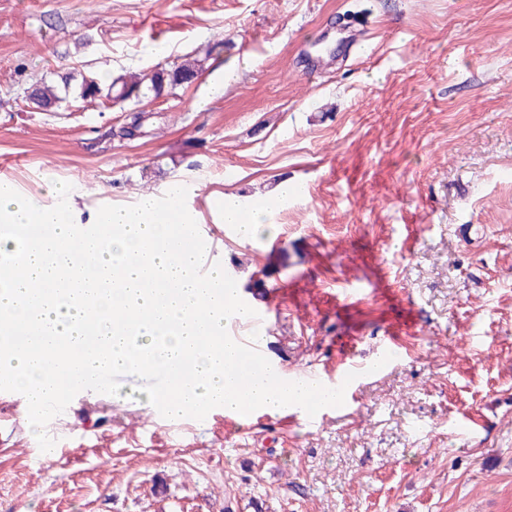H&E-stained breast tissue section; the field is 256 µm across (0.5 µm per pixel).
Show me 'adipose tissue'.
I'll list each match as a JSON object with an SVG mask.
<instances>
[{"instance_id":"adipose-tissue-1","label":"adipose tissue","mask_w":512,"mask_h":512,"mask_svg":"<svg viewBox=\"0 0 512 512\" xmlns=\"http://www.w3.org/2000/svg\"><path fill=\"white\" fill-rule=\"evenodd\" d=\"M180 195L178 185L168 187L176 208L166 224L151 195L132 209H93L63 182L36 198L0 179V223L10 227L0 233V255L12 253L14 238L26 242L10 286L0 289V372L13 378L28 405L55 399L63 383L80 388L84 368L101 362L107 343L113 365L184 372L171 404L176 415L218 399L275 407L292 396L290 385L269 380L240 393L242 357L221 336L228 308L242 319L250 310L235 306L236 290L223 286V269H214L212 283L198 279V217L180 205ZM221 200L225 223L246 239L256 236L272 201L256 200L247 210L237 195ZM83 252L97 253V264L78 262ZM24 325L48 328L53 342L17 345L16 329Z\"/></svg>"}]
</instances>
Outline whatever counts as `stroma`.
Segmentation results:
<instances>
[{
    "label": "stroma",
    "instance_id": "obj_1",
    "mask_svg": "<svg viewBox=\"0 0 512 512\" xmlns=\"http://www.w3.org/2000/svg\"><path fill=\"white\" fill-rule=\"evenodd\" d=\"M189 57L202 76L143 98L134 139L129 110L25 95ZM0 176L128 207L182 183L284 372L401 343L318 423L159 422L132 369L104 396L61 389L62 458L0 397V512H512V0H0ZM286 180L306 193L270 233L223 236L217 194ZM27 90H30L27 100L32 103L36 109L43 110L52 108L65 100L56 93L53 86L44 83L32 85L28 87Z\"/></svg>",
    "mask_w": 512,
    "mask_h": 512
}]
</instances>
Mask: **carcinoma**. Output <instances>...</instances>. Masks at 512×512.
Wrapping results in <instances>:
<instances>
[{"instance_id": "obj_1", "label": "carcinoma", "mask_w": 512, "mask_h": 512, "mask_svg": "<svg viewBox=\"0 0 512 512\" xmlns=\"http://www.w3.org/2000/svg\"><path fill=\"white\" fill-rule=\"evenodd\" d=\"M199 71V64L184 62L171 68H158L141 76H119L106 87L98 78L85 76L80 83L79 98L96 100L104 97L118 105L137 102L149 93L159 97L167 89L189 85L197 79ZM28 101L35 108L43 110L58 105L63 102V98L56 93L54 87L43 83L31 86Z\"/></svg>"}]
</instances>
